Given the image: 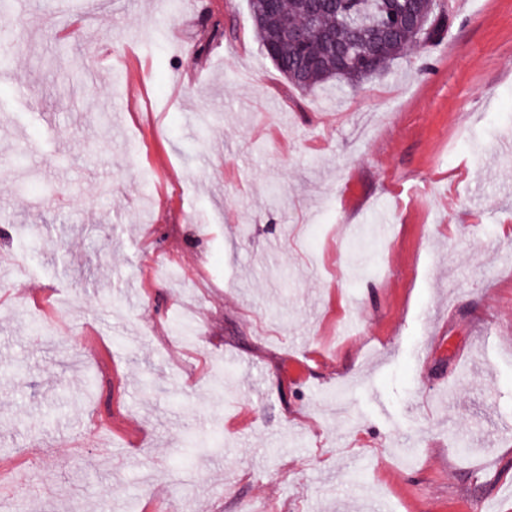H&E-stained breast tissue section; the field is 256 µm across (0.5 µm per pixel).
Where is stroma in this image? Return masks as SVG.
I'll use <instances>...</instances> for the list:
<instances>
[{
	"label": "stroma",
	"mask_w": 512,
	"mask_h": 512,
	"mask_svg": "<svg viewBox=\"0 0 512 512\" xmlns=\"http://www.w3.org/2000/svg\"><path fill=\"white\" fill-rule=\"evenodd\" d=\"M78 10L0 13L6 512H512V0L306 92L248 0Z\"/></svg>",
	"instance_id": "35a3bbf8"
}]
</instances>
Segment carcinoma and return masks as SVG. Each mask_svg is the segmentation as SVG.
I'll use <instances>...</instances> for the list:
<instances>
[{
  "instance_id": "obj_1",
  "label": "carcinoma",
  "mask_w": 512,
  "mask_h": 512,
  "mask_svg": "<svg viewBox=\"0 0 512 512\" xmlns=\"http://www.w3.org/2000/svg\"><path fill=\"white\" fill-rule=\"evenodd\" d=\"M425 7L426 0H377L374 20L390 29L387 37L379 39L373 27L355 24L366 13L364 0H281L277 11L270 10L266 0H250L261 49L300 90L329 83L355 88L391 61L441 39L446 16L436 7L427 13L423 27H416L414 18ZM284 17L291 27L311 36L299 48L288 30H281L271 51L268 37L280 30Z\"/></svg>"
}]
</instances>
